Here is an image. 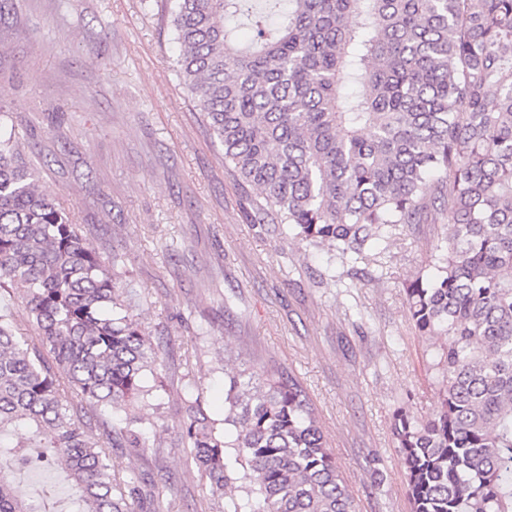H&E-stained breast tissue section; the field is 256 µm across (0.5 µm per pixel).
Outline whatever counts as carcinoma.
<instances>
[{
	"label": "carcinoma",
	"instance_id": "obj_1",
	"mask_svg": "<svg viewBox=\"0 0 512 512\" xmlns=\"http://www.w3.org/2000/svg\"><path fill=\"white\" fill-rule=\"evenodd\" d=\"M177 75L224 147L250 221L362 257L385 227L447 217L405 285L421 336L443 340L437 410L392 431L411 512H512V0H173ZM0 113V292L22 291L33 333L0 311V512H132L110 452L139 448L126 415L151 395L154 350L103 258L39 191ZM184 448L224 512H355L302 385L246 369L224 421L188 401ZM60 469L61 499L18 498V472Z\"/></svg>",
	"mask_w": 512,
	"mask_h": 512
}]
</instances>
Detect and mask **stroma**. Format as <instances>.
Masks as SVG:
<instances>
[{
    "instance_id": "stroma-1",
    "label": "stroma",
    "mask_w": 512,
    "mask_h": 512,
    "mask_svg": "<svg viewBox=\"0 0 512 512\" xmlns=\"http://www.w3.org/2000/svg\"><path fill=\"white\" fill-rule=\"evenodd\" d=\"M172 0H16L0 18V108L17 146L136 292L134 317L165 383L139 411L142 447L112 451L143 512H224L181 439L186 400L224 416V378L281 371L303 386L357 512H411L391 431L433 415L436 339L416 332L404 286L445 217L384 234L363 258L253 224L191 94L174 71Z\"/></svg>"
}]
</instances>
